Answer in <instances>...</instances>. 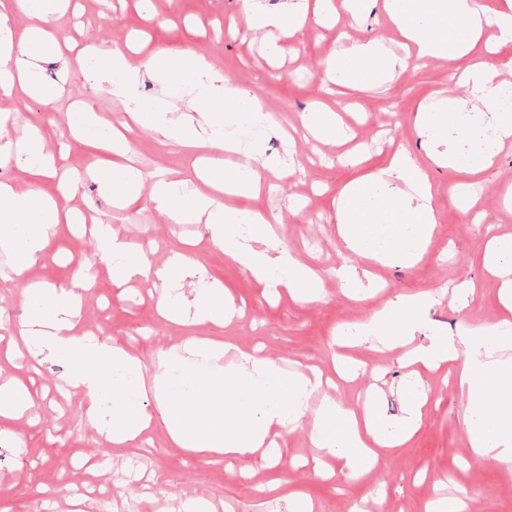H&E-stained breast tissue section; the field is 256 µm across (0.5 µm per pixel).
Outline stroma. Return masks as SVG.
I'll return each mask as SVG.
<instances>
[{"label": "stroma", "instance_id": "35a3bbf8", "mask_svg": "<svg viewBox=\"0 0 512 512\" xmlns=\"http://www.w3.org/2000/svg\"><path fill=\"white\" fill-rule=\"evenodd\" d=\"M79 2L78 16L56 22L59 39L121 49L140 32L151 52L192 49L270 111L273 123L265 134L266 166L261 170L267 186L252 205L279 216L274 230L281 246L319 274L322 296L311 301L284 292L270 297L247 271L225 261L204 225L169 223L145 200L129 209L114 207L92 175L100 154L71 138L67 113L73 100L88 91L104 120L127 102L114 95L110 80L89 84L73 60L42 64L38 72L42 83L61 88L55 103L47 106L23 94L0 98V114L10 118L12 139L39 125L47 146L63 152L61 170L82 173L63 207L109 220L115 235L141 249L156 266L166 262L172 249L189 246L192 262L177 291L190 299L214 286L224 288L245 310L226 335L244 346H263L266 355L289 368L326 371L340 354L366 363L365 373L339 386L336 397L358 410L371 393L389 421L402 419L407 411L403 386L413 372L403 350L342 345L337 332L370 318L398 295L434 294L430 319L452 329L501 317L499 283L486 273L482 253L485 226L512 235V211L500 201L512 190V148L479 175L476 203L467 212L455 195L456 175L438 167L431 170L438 226L416 265L390 266L361 258L346 250L336 233L334 200L349 182L385 167L391 148L426 162L423 139L414 126L416 110L436 91L452 87L447 66L433 61L375 89L330 88L323 77L324 62L348 41L380 39L395 54H403L382 6L372 7L353 25L344 16L325 27L307 23L301 36L281 39V56L273 62L263 51L261 35L225 37L227 23L240 17L238 0ZM322 104L335 109L346 125L363 128L362 137L338 145L305 137L303 113ZM191 155L190 148L160 141L145 122L136 129L128 158L149 175L185 170ZM290 157L299 162V170L278 177L271 163ZM314 240L319 243L315 249L310 246ZM94 251L93 234L79 237L61 224L21 282L0 253V373L36 396L35 406L20 417L0 416V512H96L90 491L106 482L114 497L138 512H191L197 502L205 504V512H288V500L296 495L310 500L313 512H423L430 499L459 489L469 498L470 512H512V468L474 460L465 433V399L444 367L424 376L429 405L412 444L394 449L360 478L318 477L314 465L319 452L301 430L280 438L286 453L274 466L254 454L227 459L193 453L174 445L161 424L144 432L135 447H112L89 425L88 405L69 386L63 361L40 354L37 367L26 369L5 356L9 345L20 339L24 283L68 286L79 262L92 258ZM343 265L369 272L374 287L367 297L344 292L334 276ZM92 274L94 281L83 293V331L138 357L150 373H157L163 351L172 344L212 332L210 324L190 317L181 325L161 321L156 311L160 286L141 282L131 293L113 287L112 268L100 261H95ZM465 281L474 283L475 293L464 306L454 288ZM271 482L276 490L258 494V487Z\"/></svg>", "mask_w": 512, "mask_h": 512}]
</instances>
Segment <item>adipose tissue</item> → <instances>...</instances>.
I'll list each match as a JSON object with an SVG mask.
<instances>
[{"mask_svg":"<svg viewBox=\"0 0 512 512\" xmlns=\"http://www.w3.org/2000/svg\"><path fill=\"white\" fill-rule=\"evenodd\" d=\"M369 0H285L280 11L265 9L261 0H240V11L251 31L277 30L288 37L302 34L308 19L318 25L330 21L337 9L358 19ZM63 0H0V95L20 91L50 103L53 87L43 85L36 73L39 62L57 60L61 52L49 32L58 20ZM383 7L400 37L412 48L407 56L391 52L382 41L352 43L332 52L325 72L334 84L357 89L396 80L409 66L440 60L453 67L455 86L465 96L442 95L421 104L415 124L421 136L435 141L448 131L464 133L463 114L486 120L494 139L484 151L474 153L450 146L429 152L437 167L458 177L459 202L468 199L471 177L490 167L505 145L512 143V111L503 96L512 88L501 64L493 58L458 68L473 53L485 30L496 43L512 42V0L488 8L483 0H383ZM23 12L29 28L16 31L13 11ZM93 76L111 78L116 91L133 111L148 113L156 131L165 138L194 148L198 156L192 175H162L145 181L142 173L124 161L125 149H113L112 135L95 119L90 104L76 103L68 125L73 137L113 151L114 161L100 164L98 184L114 203L132 206L149 199L175 224L205 222L214 243L223 246L226 261L241 266L257 282L273 290L285 289L295 298L314 300L322 292L319 276L280 248L272 226L274 216L236 202L259 194L260 174L251 160L263 152L262 134L272 123L270 113L255 98L243 94L231 79L214 70L205 56L185 50L155 51L147 57L115 49H94ZM161 81L172 95L192 87V115L158 109L138 97L134 84L141 76ZM23 175L0 182V251L10 261L16 278H25L57 233L62 220L58 201L42 196L39 184L56 174L53 155L38 130L17 148ZM212 150L241 156L236 167L212 162ZM210 186V193L195 189V179ZM232 197V204L217 202L215 192ZM438 222L433 207L432 184L427 173L405 151H396L379 171L348 183L336 204L337 233L351 253L386 265L410 267L425 252ZM95 254L111 265L115 284L138 277L158 281L163 292L158 308L179 319L193 313L196 320L223 330L236 316L232 299L215 287L186 310L171 289L189 259L173 253L161 267L135 252L112 233L111 225L98 222ZM484 265L500 281L499 301L506 316L457 332L428 322L434 303L430 294L396 296L343 339L395 349L411 345L410 363L434 370L448 363L456 367V382L466 399V435L474 455L482 460L512 464V236L489 232ZM90 262H83L69 288L27 286L26 310L19 333L26 343L47 356L64 361L70 382L88 404V420L116 448L132 447L138 436L156 420H163L173 443L202 454L236 456L260 453L271 459L270 432L288 433L308 427L314 447L335 458L340 473L360 477L376 469L386 452L412 441L422 429L428 392L422 379L404 392L408 414L389 424L376 402L362 411L324 397L316 412H309L302 396L322 383L319 370H287L282 362L260 349L240 348L229 340L193 338L170 351L162 373L147 380L141 360L78 329L81 291L90 284ZM427 333L428 345H414L418 333ZM221 358L232 354L230 368L201 375L185 361V354ZM153 389L159 414L145 410L141 398ZM112 404L109 420L97 414L101 400Z\"/></svg>","mask_w":512,"mask_h":512,"instance_id":"adipose-tissue-1","label":"adipose tissue"}]
</instances>
